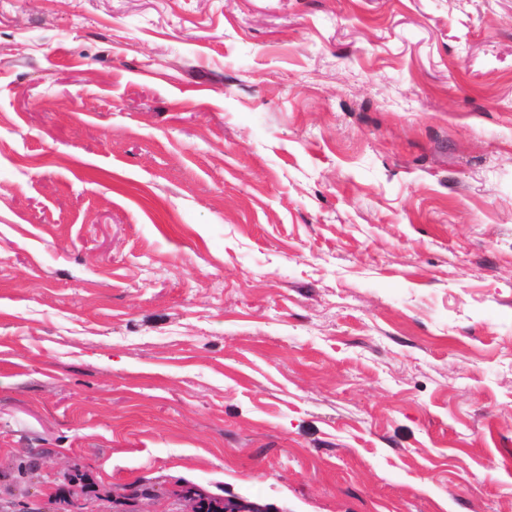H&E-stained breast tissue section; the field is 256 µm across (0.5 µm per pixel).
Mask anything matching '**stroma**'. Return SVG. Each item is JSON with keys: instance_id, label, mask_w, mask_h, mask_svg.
I'll use <instances>...</instances> for the list:
<instances>
[{"instance_id": "1", "label": "stroma", "mask_w": 512, "mask_h": 512, "mask_svg": "<svg viewBox=\"0 0 512 512\" xmlns=\"http://www.w3.org/2000/svg\"><path fill=\"white\" fill-rule=\"evenodd\" d=\"M73 469L512 512V0H0V504Z\"/></svg>"}]
</instances>
